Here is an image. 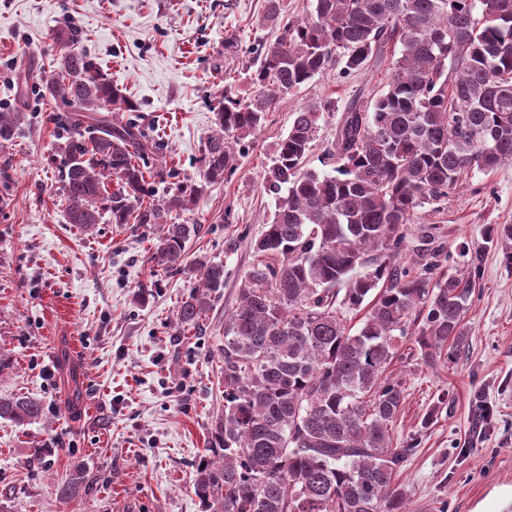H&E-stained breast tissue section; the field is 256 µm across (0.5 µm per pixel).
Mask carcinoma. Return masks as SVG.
I'll return each instance as SVG.
<instances>
[{"label":"carcinoma","instance_id":"carcinoma-1","mask_svg":"<svg viewBox=\"0 0 512 512\" xmlns=\"http://www.w3.org/2000/svg\"><path fill=\"white\" fill-rule=\"evenodd\" d=\"M288 18L269 0L261 24L278 35L256 48L248 100L224 85L215 131L201 158L203 182L179 179L171 166H150L155 140L132 122L138 106L97 62L76 50L79 30L51 32L55 73L34 83L37 96L67 107L58 117L56 152L64 157L65 218L85 231L113 224H161L150 257L165 272L182 266L186 243L201 225L177 223L205 185L236 169L233 145L257 134L268 113L317 76L338 67L351 75L386 52L392 76L375 101L351 104L323 157L306 159L332 100L294 112L263 175L275 199L270 223L254 242L256 261L224 323V422L217 456L196 467L193 487L205 512H406L396 482L414 446L393 442L405 400L403 381L387 373L409 326L425 365L455 363L469 346L465 322L475 284L464 273L437 274L444 253L436 227L416 228L417 258L400 254L417 208L441 204L473 172L512 164V0H311ZM26 120L0 111V140ZM174 183L155 196L146 175ZM486 242L512 266V224L485 227ZM224 288V263L197 265L176 313L194 329ZM366 310L352 331L343 313ZM67 367L68 406L85 390ZM41 399L0 398V419L31 422ZM69 474L60 498L92 493Z\"/></svg>","mask_w":512,"mask_h":512}]
</instances>
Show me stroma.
I'll list each match as a JSON object with an SVG mask.
<instances>
[{
	"mask_svg": "<svg viewBox=\"0 0 512 512\" xmlns=\"http://www.w3.org/2000/svg\"><path fill=\"white\" fill-rule=\"evenodd\" d=\"M266 10L267 0H0V105H15L19 73L51 76L49 35L76 26L81 48L138 104L131 118L152 131L160 159L199 180L225 77L236 97L253 94L250 50L276 33L260 24ZM228 38L238 40L237 54L225 53ZM391 73L387 60L347 77L333 70L269 113L242 142L236 171L206 186L185 214L201 232L170 273L150 261L158 225L105 220L86 232L66 223L52 120L63 106L28 96L27 121L0 144V198L9 200L0 216V397H39L45 414L24 425L0 420V502L10 512H203L193 476L224 418V318L275 208L264 167L293 112L332 99L337 110L306 160L323 171L341 108L372 103ZM417 221L440 229L442 273L466 267L468 254L478 261L468 351L427 367L409 339L390 367L405 384L394 437L415 445L399 476L407 508L512 512V267L482 236L486 225L512 224V165L470 174L440 208H420ZM200 260L223 262L224 290L202 331L183 334L174 317ZM64 352L84 373L76 414L57 363ZM36 446L45 455L34 466ZM78 470L97 493L60 499L59 484Z\"/></svg>",
	"mask_w": 512,
	"mask_h": 512,
	"instance_id": "stroma-1",
	"label": "stroma"
}]
</instances>
